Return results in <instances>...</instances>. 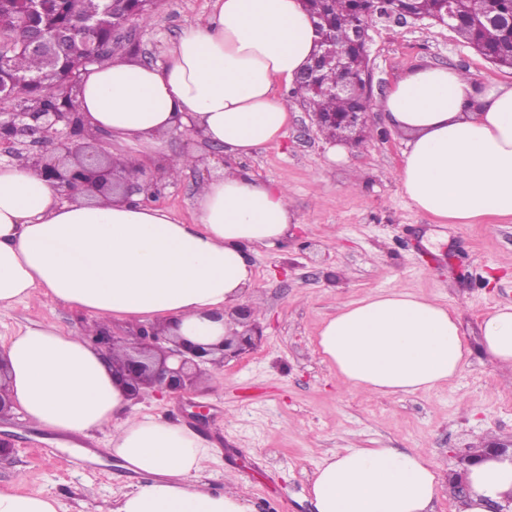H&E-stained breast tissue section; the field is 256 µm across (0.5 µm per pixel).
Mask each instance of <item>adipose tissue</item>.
<instances>
[{
  "mask_svg": "<svg viewBox=\"0 0 512 512\" xmlns=\"http://www.w3.org/2000/svg\"><path fill=\"white\" fill-rule=\"evenodd\" d=\"M317 40L302 0H213L163 63L115 58L87 68L78 93L84 131L138 141L137 165L183 127L201 128L229 154H252L283 135L290 101L275 85H293ZM381 108L403 137L398 179L417 210L442 224L512 218V86L481 89L455 69L419 66ZM293 223L287 187L237 167L200 183L187 224L159 207L63 202L25 156L0 163V309L37 299L89 317L78 333L31 325L10 336V388L39 428L106 433L113 455L140 477L108 512H251L239 493L200 482L214 454L198 433L133 413L90 338L116 319L218 342L237 329L225 311L255 283L249 248L286 244ZM482 332L491 361L512 367V305L490 312ZM318 347L344 382L385 395L433 390L471 355L456 311L403 290L339 306ZM467 479L462 512H512V460L485 459ZM440 481L417 452L344 448L317 467L311 494L316 512H431Z\"/></svg>",
  "mask_w": 512,
  "mask_h": 512,
  "instance_id": "obj_1",
  "label": "adipose tissue"
}]
</instances>
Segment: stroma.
Here are the masks:
<instances>
[{
  "instance_id": "stroma-1",
  "label": "stroma",
  "mask_w": 512,
  "mask_h": 512,
  "mask_svg": "<svg viewBox=\"0 0 512 512\" xmlns=\"http://www.w3.org/2000/svg\"><path fill=\"white\" fill-rule=\"evenodd\" d=\"M211 4L157 0L152 26L131 23L113 56L144 65L162 61L166 48L206 17ZM368 36L373 134L345 144L342 160H330V140L296 97L284 136L248 156L231 158L186 130L171 133L145 164L149 191L131 196L189 223L200 180L222 176L225 165L288 188L295 227L287 243L249 252L256 276L251 300L264 342L211 370L183 398L148 395L136 404L137 411L162 413L208 440L216 461L201 481L236 485L253 512H315L310 482L319 463L341 448L382 447L415 450L439 464L443 480L433 512H458L456 485L466 459L491 441L512 440V369L497 367L481 348L484 315L512 304V220L440 224L415 209L397 178L404 145L379 107L393 83L419 65L503 86L512 85V69L494 66L452 29L428 19H379ZM192 153L205 166L168 180V166ZM395 289L459 312L469 363L433 391H364L342 381L317 349L322 323L341 304ZM86 321L65 304L23 301L0 310V342L26 325L79 332ZM196 405L202 418L192 415ZM0 436L10 437L14 448L0 460V489L53 493L60 512H107L114 497L139 481L100 433L60 435L16 413L0 422Z\"/></svg>"
}]
</instances>
